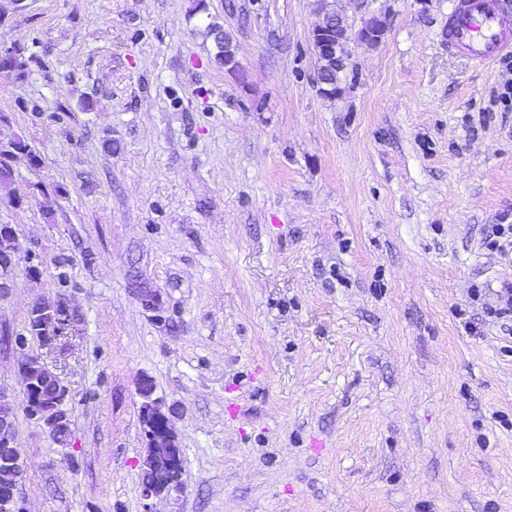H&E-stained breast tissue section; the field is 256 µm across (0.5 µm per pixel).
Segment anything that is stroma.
I'll list each match as a JSON object with an SVG mask.
<instances>
[{
    "label": "stroma",
    "instance_id": "1",
    "mask_svg": "<svg viewBox=\"0 0 512 512\" xmlns=\"http://www.w3.org/2000/svg\"><path fill=\"white\" fill-rule=\"evenodd\" d=\"M352 45L325 95L320 0H0V226L21 250L0 338L38 302L56 441L23 410L26 512H512V68L450 55L453 0H329ZM219 24L239 68L215 61ZM162 400L179 492L145 502L139 385ZM9 155H5L0 152V184H8L12 182L14 171L9 162V158L16 153L25 154L32 163H38L39 156H37L29 147V144L20 138H10L9 149H7ZM56 303L57 302H40L39 305H41L42 310H49L52 309ZM69 315L70 310L64 300L56 304L55 310L49 314L51 321L49 323H44V325L40 327L41 330H43L42 332L47 335L42 336L44 338V342L49 344L57 339L58 336H51V334L57 331L59 327L64 328L66 325L65 322L68 321L66 317Z\"/></svg>",
    "mask_w": 512,
    "mask_h": 512
}]
</instances>
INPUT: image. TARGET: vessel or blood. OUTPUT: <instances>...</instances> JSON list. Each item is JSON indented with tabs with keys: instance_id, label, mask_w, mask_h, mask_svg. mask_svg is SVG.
Here are the masks:
<instances>
[{
	"instance_id": "vessel-or-blood-1",
	"label": "vessel or blood",
	"mask_w": 512,
	"mask_h": 512,
	"mask_svg": "<svg viewBox=\"0 0 512 512\" xmlns=\"http://www.w3.org/2000/svg\"><path fill=\"white\" fill-rule=\"evenodd\" d=\"M442 37L481 66L512 52V0H454Z\"/></svg>"
}]
</instances>
